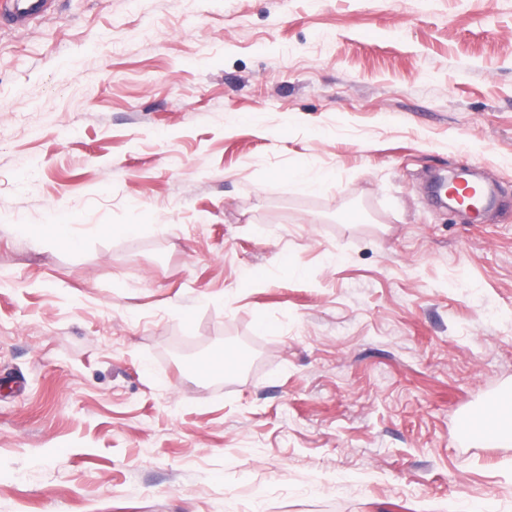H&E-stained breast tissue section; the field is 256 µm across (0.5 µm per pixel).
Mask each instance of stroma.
<instances>
[{"mask_svg":"<svg viewBox=\"0 0 512 512\" xmlns=\"http://www.w3.org/2000/svg\"><path fill=\"white\" fill-rule=\"evenodd\" d=\"M466 164L500 199L478 224L428 189ZM492 397L512 0L0 25V512H512V446L457 431Z\"/></svg>","mask_w":512,"mask_h":512,"instance_id":"35a3bbf8","label":"stroma"}]
</instances>
